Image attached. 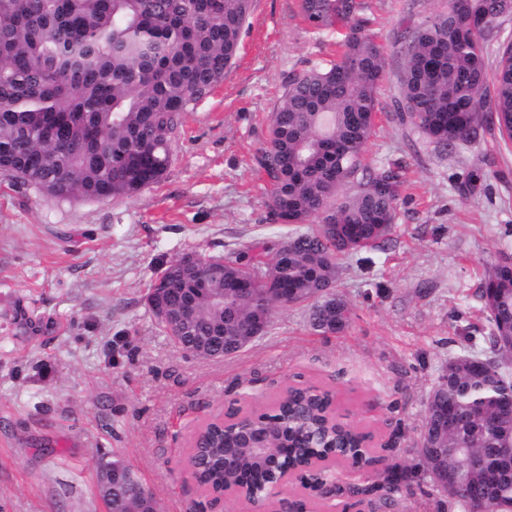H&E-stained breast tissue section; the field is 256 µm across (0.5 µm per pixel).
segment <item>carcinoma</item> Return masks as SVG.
Here are the masks:
<instances>
[{
	"label": "carcinoma",
	"instance_id": "cac0c4a2",
	"mask_svg": "<svg viewBox=\"0 0 512 512\" xmlns=\"http://www.w3.org/2000/svg\"><path fill=\"white\" fill-rule=\"evenodd\" d=\"M256 2L0 0V170L59 198H130L160 182L184 114L224 80ZM298 11L311 27L336 30V59L288 82L256 162L273 222L315 228L227 257L222 272L205 256L194 268L180 258L159 272L150 289L172 300L159 329L190 357H205L199 338L222 336L227 346L259 319L271 325L278 308L306 305L313 330L342 332L354 313L335 293L337 260L381 246L398 218L406 168L363 163L387 71L368 0H298ZM510 12L512 0H448L409 30L399 48L401 121L445 148L473 140L485 123L512 139V44L502 48L491 86L487 52L497 20ZM478 17L486 19L481 27ZM261 257L281 271L284 296L247 291ZM210 288L224 289L222 307L210 301ZM479 294L490 322L488 354L448 359L423 426L446 411L456 430L428 432L417 448L427 472L433 448L451 471L480 459L439 500L441 512H512V463L499 458V431L486 427L494 411L512 404V352L498 342L512 327V263L493 265ZM334 402L330 389L292 385L271 411L243 412L227 427L199 433L189 472L207 489L265 501L285 470L321 453L366 457L359 428L334 418ZM120 464L126 479L102 496L107 512L157 508L134 468ZM404 490L403 473L388 467L371 508L397 502Z\"/></svg>",
	"mask_w": 512,
	"mask_h": 512
}]
</instances>
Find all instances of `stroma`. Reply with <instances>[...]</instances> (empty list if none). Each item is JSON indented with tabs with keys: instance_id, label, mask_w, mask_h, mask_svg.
Listing matches in <instances>:
<instances>
[{
	"instance_id": "obj_1",
	"label": "stroma",
	"mask_w": 512,
	"mask_h": 512,
	"mask_svg": "<svg viewBox=\"0 0 512 512\" xmlns=\"http://www.w3.org/2000/svg\"><path fill=\"white\" fill-rule=\"evenodd\" d=\"M389 79L365 153L403 161L411 181L381 247L346 255L336 291L356 310L322 335L306 307L275 313L235 355H184L146 296L156 272L193 253L224 258L293 224L267 217L255 158L290 78L330 58L334 31L303 22L297 0H258L239 55L172 142L158 184L118 199H60L0 170V512H106L102 461L130 463L158 512H199L186 459L193 430L229 400L269 403L300 373L336 393L352 421L387 440L408 489L389 512H436L419 463L425 402L449 357L482 355L484 274L512 259V141L498 129L442 150L391 120L406 28L446 0H369ZM479 169L476 190L466 181Z\"/></svg>"
}]
</instances>
